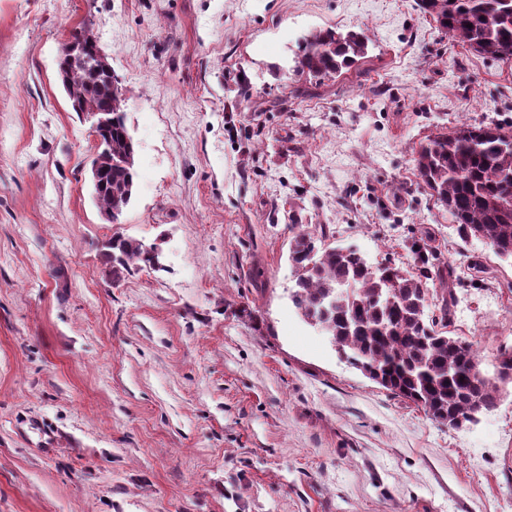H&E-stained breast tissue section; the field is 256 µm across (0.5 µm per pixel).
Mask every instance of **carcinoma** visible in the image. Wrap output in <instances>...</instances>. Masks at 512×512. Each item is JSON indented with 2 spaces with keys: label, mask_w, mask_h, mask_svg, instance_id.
Returning <instances> with one entry per match:
<instances>
[{
  "label": "carcinoma",
  "mask_w": 512,
  "mask_h": 512,
  "mask_svg": "<svg viewBox=\"0 0 512 512\" xmlns=\"http://www.w3.org/2000/svg\"><path fill=\"white\" fill-rule=\"evenodd\" d=\"M449 38L482 56L512 57V0H418ZM298 71L314 77L350 69L367 52L355 33L334 29L310 33L299 46ZM60 79L76 112L106 110L114 123L103 142L112 147V165L96 195L101 210L118 224L136 190L134 140L126 125V90L112 86L95 53L77 51L58 60ZM418 178L448 210L458 235L481 240L503 260H512V129L501 124L463 123L451 133L427 137L414 155ZM289 240L295 272L292 301L304 318L328 333L350 364L374 370L387 380L383 388L420 405L442 425H465L474 403L486 412L498 400V384L507 380L500 364L487 378L475 343L448 335L454 296L445 267L431 270L429 251L413 244L417 271L391 261L371 263L353 246L332 244L326 225L297 228ZM160 253L148 255L133 238L107 245L112 274L142 262L159 266ZM439 281L436 313L428 315V281Z\"/></svg>",
  "instance_id": "cac0c4a2"
}]
</instances>
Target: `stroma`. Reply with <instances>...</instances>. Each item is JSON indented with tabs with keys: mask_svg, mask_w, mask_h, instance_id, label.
<instances>
[{
	"mask_svg": "<svg viewBox=\"0 0 512 512\" xmlns=\"http://www.w3.org/2000/svg\"><path fill=\"white\" fill-rule=\"evenodd\" d=\"M89 28L127 92L137 190L91 197L61 48ZM363 33L339 77L304 36ZM512 125V59L418 0H0V512H512V391L451 429L341 359L291 299L289 214L454 272L452 336L512 349V262L461 239L412 156ZM158 245L112 279L105 246Z\"/></svg>",
	"mask_w": 512,
	"mask_h": 512,
	"instance_id": "stroma-1",
	"label": "stroma"
}]
</instances>
